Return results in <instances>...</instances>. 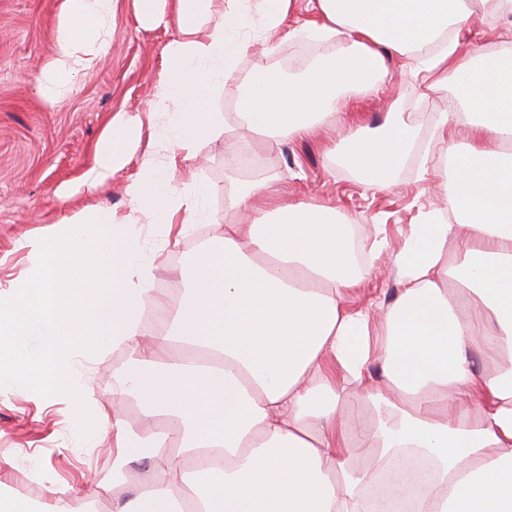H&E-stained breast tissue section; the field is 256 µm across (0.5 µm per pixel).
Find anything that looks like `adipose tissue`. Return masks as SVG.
<instances>
[{"label":"adipose tissue","instance_id":"adipose-tissue-1","mask_svg":"<svg viewBox=\"0 0 512 512\" xmlns=\"http://www.w3.org/2000/svg\"><path fill=\"white\" fill-rule=\"evenodd\" d=\"M313 32L336 36L333 59L275 78L243 81L247 120L270 145L344 125L339 160L367 185L389 187L413 128L387 101L382 127L344 111L377 92L390 64L435 74L462 96L434 129L452 164L436 189L447 203L411 225L399 248L374 241L399 285L389 306L351 307L369 275L354 227L333 207L288 202L271 183L240 187L225 202L221 245L194 259L195 275L164 333L136 322L156 300L154 262L126 227L193 221L207 190L176 191L152 156L123 185L122 221L98 206L62 216L56 233L24 242L32 268L0 295V384L72 401L82 440H110L112 512H375L367 489L384 469L390 508L512 512V0H309ZM117 0H59L57 51L36 77L55 104L103 63ZM146 29L177 25L153 100L171 113L183 149L213 136L205 95L233 71L242 44L226 18L242 0H134ZM496 40L499 51L465 50ZM470 128L459 147L457 125ZM139 114L118 111L79 181L94 192L124 170ZM128 360L113 405L132 396L148 435L84 404V361L106 347ZM485 351L483 374L473 369ZM380 377H373L372 367ZM147 448V485L127 488V466Z\"/></svg>","mask_w":512,"mask_h":512}]
</instances>
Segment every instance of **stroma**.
<instances>
[{"label": "stroma", "mask_w": 512, "mask_h": 512, "mask_svg": "<svg viewBox=\"0 0 512 512\" xmlns=\"http://www.w3.org/2000/svg\"><path fill=\"white\" fill-rule=\"evenodd\" d=\"M307 2L294 0L282 32L274 33L264 0H247V46L233 74L208 99L211 111L219 116L218 132L186 153L179 149L170 116L152 110L163 51L177 37L176 28L144 30L135 18L133 0H118L108 61L77 77L72 95L52 105L38 94L35 78L56 47L57 0H0V290L11 289L28 271L24 240L55 233L61 216L101 202L116 214L128 213L122 183L124 176L137 172V159L98 195L64 202L59 194L90 169L110 119L130 106L152 115L143 124L139 154L151 155L162 167L170 155H177L176 167L167 172L171 187L196 182L211 189L204 201L207 221L187 225L177 242H167L166 225L145 217L130 229L145 251L157 257L152 286L164 298L166 312L175 311L183 299L181 271L221 237L228 218L225 198L241 184L270 181L289 198L336 207L344 220L354 224L357 247L370 246L375 227L391 246L401 245L410 225L421 223L438 206L432 187L445 180L449 169L442 164L436 172L422 174L418 153L435 151L433 116L447 109L451 91L431 89L429 79L392 68L388 94L399 111L412 113L416 134L413 154L387 189L366 187L334 156L338 130L327 128L320 139L296 137L272 148L261 135L244 128L243 78L258 70L285 77L336 53V38L314 39L299 32L308 16ZM230 145L259 154L258 167L246 172L230 166L225 154ZM397 292L392 271L377 262L355 302L388 305ZM125 358V351L108 349L86 362L88 408L111 411ZM77 425L78 416L66 399L0 387V506L7 508L24 499L39 510L48 501V481L77 483L86 468L102 478L111 476L110 443L102 441L90 448L77 444ZM36 462L44 469L43 477L32 472Z\"/></svg>", "instance_id": "1"}]
</instances>
